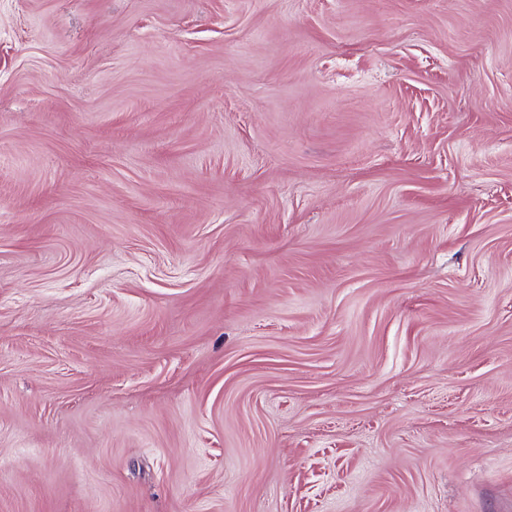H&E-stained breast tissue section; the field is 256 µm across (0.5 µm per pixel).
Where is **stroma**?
Instances as JSON below:
<instances>
[{
	"label": "stroma",
	"instance_id": "35a3bbf8",
	"mask_svg": "<svg viewBox=\"0 0 512 512\" xmlns=\"http://www.w3.org/2000/svg\"><path fill=\"white\" fill-rule=\"evenodd\" d=\"M0 512H512V0H0Z\"/></svg>",
	"mask_w": 512,
	"mask_h": 512
}]
</instances>
